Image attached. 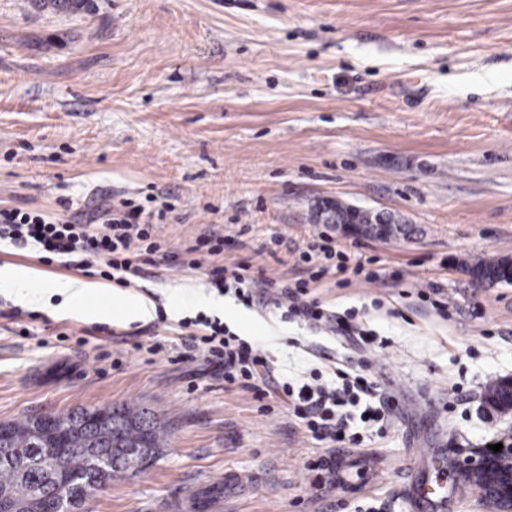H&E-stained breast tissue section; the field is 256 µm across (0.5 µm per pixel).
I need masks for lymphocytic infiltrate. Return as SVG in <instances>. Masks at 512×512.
Masks as SVG:
<instances>
[{"label": "lymphocytic infiltrate", "mask_w": 512, "mask_h": 512, "mask_svg": "<svg viewBox=\"0 0 512 512\" xmlns=\"http://www.w3.org/2000/svg\"><path fill=\"white\" fill-rule=\"evenodd\" d=\"M2 239L18 247L34 245L53 257L78 256L86 266L100 264L104 277L120 284L125 283L127 274L154 265L162 251L154 225L136 208L108 214L99 224L54 219L39 211L4 209L0 210ZM205 328L207 333L201 341L210 361L223 367L225 383L253 392L255 399L265 397L261 382L268 361L262 352L239 337L225 335L223 323L209 321ZM335 376L331 383L298 388L283 385L282 394L316 440L331 445L354 444L358 437L348 430L347 406L369 399L365 411L373 422L383 421L384 410L376 406L377 387L365 374L339 368Z\"/></svg>", "instance_id": "lymphocytic-infiltrate-1"}]
</instances>
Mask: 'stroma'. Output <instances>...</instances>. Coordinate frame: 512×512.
I'll list each match as a JSON object with an SVG mask.
<instances>
[{
    "instance_id": "35a3bbf8",
    "label": "stroma",
    "mask_w": 512,
    "mask_h": 512,
    "mask_svg": "<svg viewBox=\"0 0 512 512\" xmlns=\"http://www.w3.org/2000/svg\"><path fill=\"white\" fill-rule=\"evenodd\" d=\"M325 198L416 232L343 233L316 220ZM122 201L178 255L210 228L224 240L218 265L292 283L322 236L349 270L313 283L332 317L314 324L177 261L121 289L99 266L0 241V265L34 269L41 287L98 284L85 303L112 312L58 317L0 291V422L134 404L166 430L149 464L83 512H194L211 497L220 512H410L422 453L434 464L419 483L445 493L434 512H483L437 462L512 435V415L483 400L512 377V284L478 285L460 266L512 257V0H93L76 14L0 0V209L62 216ZM359 263L375 281L352 274ZM191 291L225 310L173 313ZM123 295L150 300L153 318L126 319ZM204 317L266 354L269 397L225 383L191 347ZM337 362L367 365L385 419L351 408L362 442L337 448L341 476L326 487L307 469L323 443L277 394ZM228 472L244 485L224 491Z\"/></svg>"
}]
</instances>
